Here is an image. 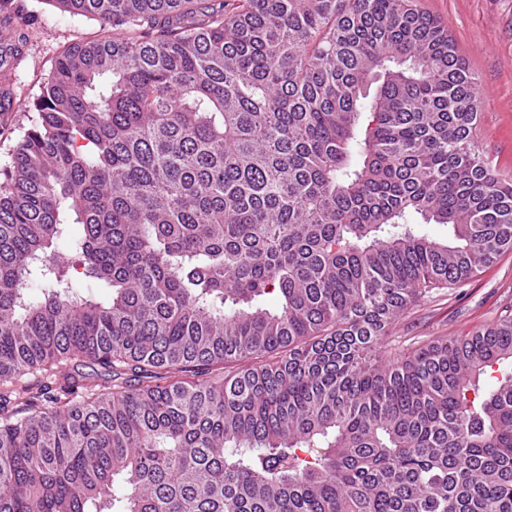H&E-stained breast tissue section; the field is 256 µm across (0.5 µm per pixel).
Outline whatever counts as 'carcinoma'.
Wrapping results in <instances>:
<instances>
[{
  "mask_svg": "<svg viewBox=\"0 0 512 512\" xmlns=\"http://www.w3.org/2000/svg\"><path fill=\"white\" fill-rule=\"evenodd\" d=\"M55 2L107 35L0 172V512H512V310L375 360L512 250L448 29L416 0Z\"/></svg>",
  "mask_w": 512,
  "mask_h": 512,
  "instance_id": "cac0c4a2",
  "label": "carcinoma"
}]
</instances>
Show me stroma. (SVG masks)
I'll return each mask as SVG.
<instances>
[{
	"mask_svg": "<svg viewBox=\"0 0 512 512\" xmlns=\"http://www.w3.org/2000/svg\"><path fill=\"white\" fill-rule=\"evenodd\" d=\"M419 7L447 25L477 79L481 102L475 129L479 146L501 179L512 181V0H418ZM26 34L24 57L9 75L16 106L0 114L12 133L0 136V170L36 115L33 105L57 57L70 44L101 37L99 23L57 9L52 0H11ZM512 303V251L479 271L465 285L436 290L400 315L376 353L388 361L438 336H453L490 322Z\"/></svg>",
	"mask_w": 512,
	"mask_h": 512,
	"instance_id": "stroma-1",
	"label": "stroma"
}]
</instances>
